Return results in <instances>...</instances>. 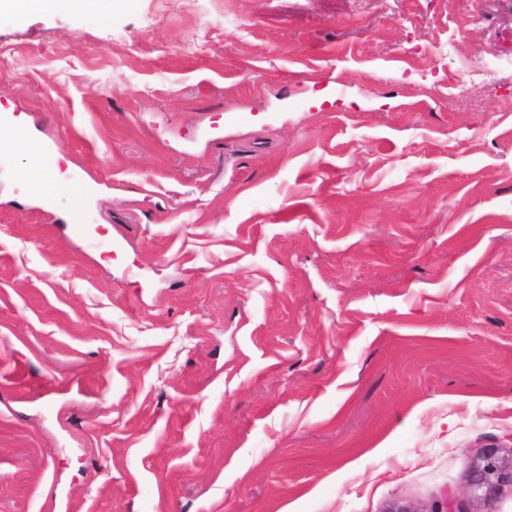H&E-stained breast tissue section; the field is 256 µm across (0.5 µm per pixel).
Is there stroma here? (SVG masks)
<instances>
[{
  "label": "stroma",
  "instance_id": "35a3bbf8",
  "mask_svg": "<svg viewBox=\"0 0 512 512\" xmlns=\"http://www.w3.org/2000/svg\"><path fill=\"white\" fill-rule=\"evenodd\" d=\"M1 117L53 176L0 150V512H479L512 0L1 15ZM0 143L8 145L13 150L23 151L26 161L18 171L20 180L34 183L42 179L46 172V158L41 147L30 140L22 125L14 122H4L0 125Z\"/></svg>",
  "mask_w": 512,
  "mask_h": 512
}]
</instances>
